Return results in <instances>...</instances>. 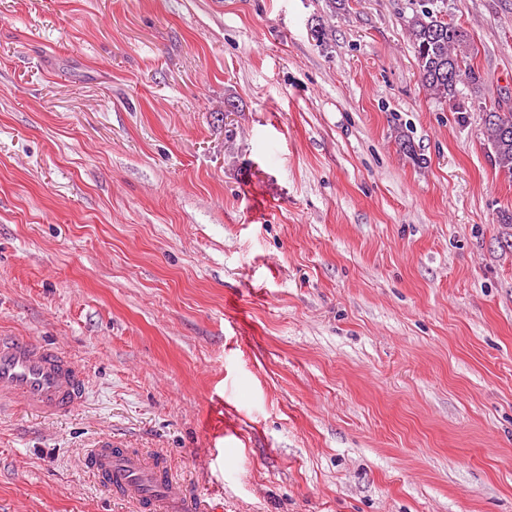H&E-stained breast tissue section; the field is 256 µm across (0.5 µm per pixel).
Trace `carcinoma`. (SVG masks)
Here are the masks:
<instances>
[{
  "instance_id": "carcinoma-1",
  "label": "carcinoma",
  "mask_w": 512,
  "mask_h": 512,
  "mask_svg": "<svg viewBox=\"0 0 512 512\" xmlns=\"http://www.w3.org/2000/svg\"><path fill=\"white\" fill-rule=\"evenodd\" d=\"M413 44L422 86L452 102L457 112H465L466 101L458 86L477 88L482 83L469 53L466 29L447 19L445 0H415L411 14L403 17ZM488 157L508 181H512V112H495L484 121Z\"/></svg>"
}]
</instances>
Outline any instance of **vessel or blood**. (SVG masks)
<instances>
[{
  "label": "vessel or blood",
  "mask_w": 512,
  "mask_h": 512,
  "mask_svg": "<svg viewBox=\"0 0 512 512\" xmlns=\"http://www.w3.org/2000/svg\"><path fill=\"white\" fill-rule=\"evenodd\" d=\"M87 376L58 346L31 336L0 333V405L54 415L80 407L87 398ZM85 463L101 484L140 506L142 512H204L156 459L100 437Z\"/></svg>",
  "instance_id": "1"
}]
</instances>
